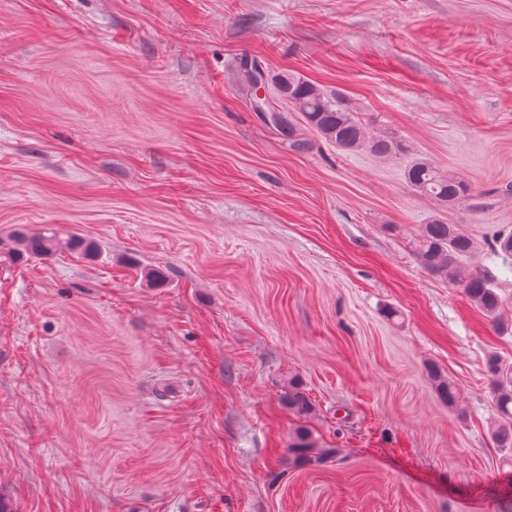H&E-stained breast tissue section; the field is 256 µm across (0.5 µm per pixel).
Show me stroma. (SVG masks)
<instances>
[{
	"label": "stroma",
	"mask_w": 512,
	"mask_h": 512,
	"mask_svg": "<svg viewBox=\"0 0 512 512\" xmlns=\"http://www.w3.org/2000/svg\"><path fill=\"white\" fill-rule=\"evenodd\" d=\"M246 59L470 199L441 207L283 100L292 149ZM439 217L479 241L506 329L413 255ZM19 227L101 254L0 267L10 512H512L485 371L512 363L488 245L512 230V0H0V237ZM292 376L330 454L287 469ZM272 83L281 99L288 100L310 127L342 151L366 147L390 159L408 152V145L398 133L384 130L371 134L341 99L326 96L302 76L283 71ZM257 88L256 101L253 105L262 112L263 119L272 125L293 148L301 151L306 150L307 142L296 138L293 124L287 121L280 112H269L267 110L268 100L266 99L265 88L261 84H258ZM431 378L440 398L448 403V407H455L457 403V386L439 368L430 370Z\"/></svg>",
	"instance_id": "1"
}]
</instances>
